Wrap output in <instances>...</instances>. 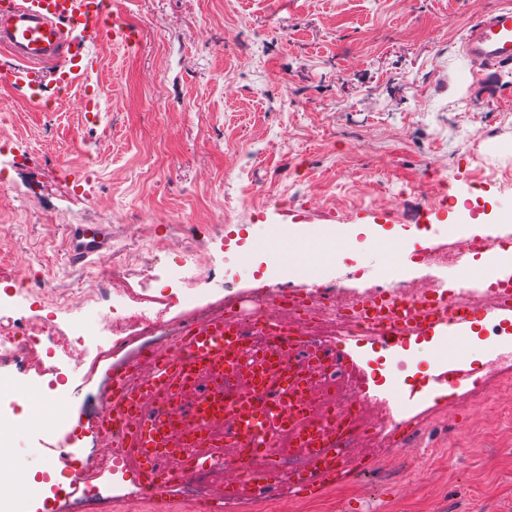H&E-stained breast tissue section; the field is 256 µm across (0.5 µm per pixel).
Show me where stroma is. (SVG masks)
I'll list each match as a JSON object with an SVG mask.
<instances>
[{
	"instance_id": "1",
	"label": "stroma",
	"mask_w": 512,
	"mask_h": 512,
	"mask_svg": "<svg viewBox=\"0 0 512 512\" xmlns=\"http://www.w3.org/2000/svg\"><path fill=\"white\" fill-rule=\"evenodd\" d=\"M512 0H112L135 47L88 40L97 61L90 84L96 115L83 112L81 86L59 89L50 73L34 84L0 83V155L11 185L0 194V252L7 272L47 266L48 295L61 318L93 323L102 283L66 255L72 224H105L125 258L114 289L161 306L147 275L166 276V252L192 247L203 263L186 288L209 314L249 294L318 283L336 304L351 290L384 285L394 239L413 241V286L430 272L423 257L469 235H512V69L500 93L474 87L462 45L473 20ZM427 208L416 224L413 210ZM233 223H225V212ZM366 245L360 260L327 259L317 277L304 264L252 271L250 243L287 230ZM228 245L237 261L225 274ZM453 278V268L432 270ZM495 318L476 311L464 326L469 378L442 389L431 364L437 337L381 343L348 340L369 387L355 446L369 469L310 502L276 495L235 512H512V421L498 419L512 390V368L489 371ZM78 371L75 409L90 417L108 368L152 344ZM409 420V446L387 448L376 433L388 418ZM131 475L102 478L88 500L108 512H195L177 493L162 502L133 496Z\"/></svg>"
}]
</instances>
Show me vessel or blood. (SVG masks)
I'll use <instances>...</instances> for the list:
<instances>
[{
  "label": "vessel or blood",
  "instance_id": "vessel-or-blood-1",
  "mask_svg": "<svg viewBox=\"0 0 512 512\" xmlns=\"http://www.w3.org/2000/svg\"><path fill=\"white\" fill-rule=\"evenodd\" d=\"M98 40L133 42L135 34L123 27L111 8V0H0V46L7 48L19 66L8 78L19 82L49 70L63 87L73 86L93 70L95 61L85 50L83 34ZM465 56L476 67V80L493 88L501 69L512 68V8L503 7L481 15L471 25L463 45ZM112 249L109 232L102 224H74L69 229L68 257L76 265L100 263ZM463 276L473 288L497 282L494 299L486 314L512 317V274H489L480 268L463 267ZM321 286L289 291L284 301L290 312L302 313L325 302ZM265 325L276 330V346L266 369L281 382L268 401H260V381L244 383L232 403L208 401L205 380L234 365L235 351L245 338L235 325L237 306L183 326L179 336L155 349H145L135 361L110 368V387L94 417L92 433L109 439L135 483L152 499L173 495L199 472L217 464L215 449L225 433L245 447L237 466L243 480L224 486L217 512L224 505L241 503L253 484L265 487L267 495L288 490L290 497L315 500L327 490L341 487L366 470L364 461L337 448L355 427L352 417L337 418L335 409L322 407L326 422H310L312 409L301 401L304 388L288 379L292 354L302 348L303 338L289 332L276 304L266 306ZM465 319L447 295L434 306L405 293L388 303L378 319L379 339L390 346L416 336H458ZM178 392L196 394V402L149 410L150 402ZM295 448L306 469L289 485H282L279 464L287 448ZM179 458L181 470L172 472L165 460Z\"/></svg>",
  "mask_w": 512,
  "mask_h": 512
}]
</instances>
